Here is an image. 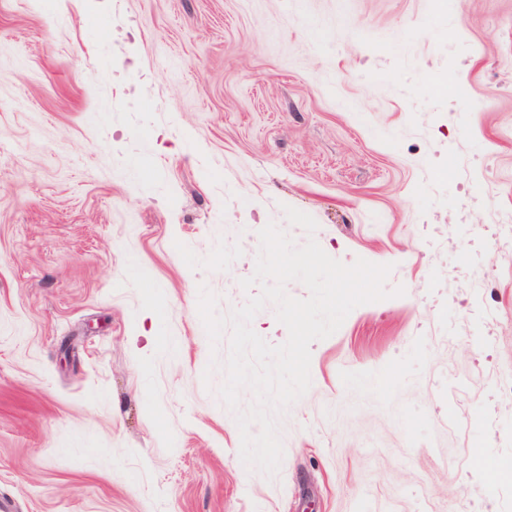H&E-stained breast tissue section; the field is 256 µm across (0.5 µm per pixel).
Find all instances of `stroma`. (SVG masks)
<instances>
[{
	"instance_id": "obj_1",
	"label": "stroma",
	"mask_w": 512,
	"mask_h": 512,
	"mask_svg": "<svg viewBox=\"0 0 512 512\" xmlns=\"http://www.w3.org/2000/svg\"><path fill=\"white\" fill-rule=\"evenodd\" d=\"M507 130L512 0H0V497L512 512ZM271 222L405 289L312 343L272 479L197 308Z\"/></svg>"
}]
</instances>
